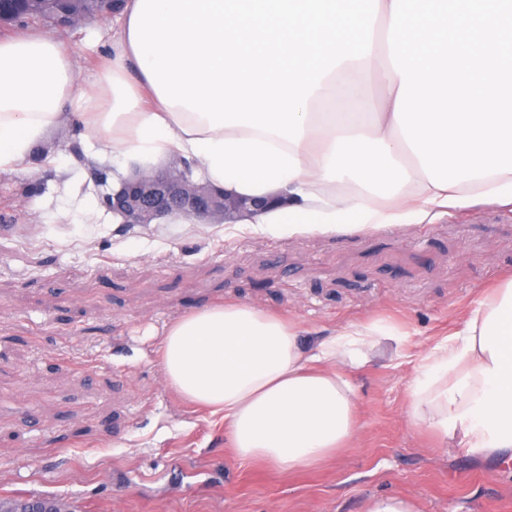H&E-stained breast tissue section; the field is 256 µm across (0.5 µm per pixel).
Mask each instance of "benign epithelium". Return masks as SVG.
<instances>
[{"instance_id": "benign-epithelium-1", "label": "benign epithelium", "mask_w": 512, "mask_h": 512, "mask_svg": "<svg viewBox=\"0 0 512 512\" xmlns=\"http://www.w3.org/2000/svg\"><path fill=\"white\" fill-rule=\"evenodd\" d=\"M102 206L123 217L125 224H148L173 210H181L209 224L228 223L272 200L218 194L191 179L190 166L174 160L160 172L140 171L120 192L101 197Z\"/></svg>"}]
</instances>
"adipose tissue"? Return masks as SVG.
Returning a JSON list of instances; mask_svg holds the SVG:
<instances>
[{
  "instance_id": "1",
  "label": "adipose tissue",
  "mask_w": 512,
  "mask_h": 512,
  "mask_svg": "<svg viewBox=\"0 0 512 512\" xmlns=\"http://www.w3.org/2000/svg\"><path fill=\"white\" fill-rule=\"evenodd\" d=\"M112 19L109 64L86 87L56 38L0 40V173L33 171L46 133L75 124L81 149L116 165L172 154L216 191L280 194L241 220L254 233L512 204V0H120ZM379 61L378 106L362 79ZM383 339L409 334L378 320L311 338L239 302L172 324L161 366L223 415L240 462L289 472L354 444L350 374ZM408 397L409 425L512 459V280L423 356Z\"/></svg>"
}]
</instances>
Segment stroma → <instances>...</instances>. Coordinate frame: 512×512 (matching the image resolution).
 <instances>
[{
	"instance_id": "stroma-1",
	"label": "stroma",
	"mask_w": 512,
	"mask_h": 512,
	"mask_svg": "<svg viewBox=\"0 0 512 512\" xmlns=\"http://www.w3.org/2000/svg\"><path fill=\"white\" fill-rule=\"evenodd\" d=\"M111 17L56 34L92 82ZM79 133L51 131L54 163L0 174V512L37 490L70 512H365L375 497L420 512H512V462L444 450L406 424L422 356L512 279V205L452 209L430 224L367 232L253 234L229 224H84L68 169ZM247 302L320 330L381 320L410 332L354 371L359 436L293 472L235 459L224 421L163 377L168 327Z\"/></svg>"
}]
</instances>
